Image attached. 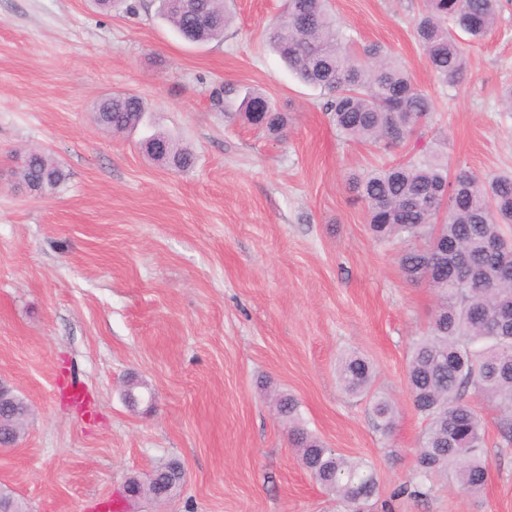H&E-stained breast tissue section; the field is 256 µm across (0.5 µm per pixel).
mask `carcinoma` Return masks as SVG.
Masks as SVG:
<instances>
[{
	"instance_id": "1",
	"label": "carcinoma",
	"mask_w": 512,
	"mask_h": 512,
	"mask_svg": "<svg viewBox=\"0 0 512 512\" xmlns=\"http://www.w3.org/2000/svg\"><path fill=\"white\" fill-rule=\"evenodd\" d=\"M498 7L499 0H423L414 36L443 84L455 86L464 76L465 49L458 34L483 39L497 23ZM158 13L193 44L223 37L229 23L224 0H158ZM265 36L290 72L323 91V110L349 141L378 148L399 144L435 110L434 101L382 47L369 46L362 54L351 49L327 0H286ZM237 111L274 137L288 127L287 114L258 90L250 91ZM147 112L143 98L134 94L102 97L94 110L97 124L114 133L136 130ZM142 148L152 160L161 151L164 162L176 169L194 162L192 151L165 133L146 137ZM17 175L41 194L65 179L53 158L39 149L26 152ZM355 189L379 239L410 243L400 258L406 278L437 292L430 329L414 341L408 363L413 405L427 421L416 455L419 487L447 476L461 489L479 492L487 481L485 433L468 403L471 391L495 403L512 439V321L499 319L501 307H512V238L505 234V227H512V173L481 176L461 169L452 176L443 158L412 156L367 172L355 179ZM490 239L496 248L487 247ZM337 376L346 391L370 398L375 430L389 434L397 410L389 398L372 392L371 363L348 354L339 360ZM274 404L288 422L304 469L336 496L344 512H358L378 491L372 469L336 454L309 432L294 395L281 394ZM0 421V438L6 441L22 429L7 406H0ZM149 480L155 491L172 494L184 484L185 471L171 460Z\"/></svg>"
}]
</instances>
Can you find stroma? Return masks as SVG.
I'll return each mask as SVG.
<instances>
[{
    "label": "stroma",
    "mask_w": 512,
    "mask_h": 512,
    "mask_svg": "<svg viewBox=\"0 0 512 512\" xmlns=\"http://www.w3.org/2000/svg\"><path fill=\"white\" fill-rule=\"evenodd\" d=\"M355 50L387 47L435 101L406 142L379 150L343 139L319 89L289 74L264 31L284 0H231L219 41L192 44L154 0H0V379L28 402L0 485L33 512H342L302 467L270 399L288 391L328 448L365 460L379 492L365 512H512V444L493 401L471 392L485 426L488 479L472 494L445 477L423 495L415 454L426 424L408 389L409 347L435 297L406 280L399 242L375 238L350 180L418 153L449 171H512V0L466 43L454 87L430 72L413 36L421 0H329ZM267 94L288 115L264 135L219 106ZM129 93L150 127L115 134L97 101ZM167 132L192 168L152 161L140 141ZM37 147L64 182L35 195L15 157ZM351 351L377 373L399 416L377 432L371 407L336 382ZM143 383L150 401L121 393ZM179 460L167 501L130 500L126 481Z\"/></svg>",
    "instance_id": "stroma-1"
}]
</instances>
